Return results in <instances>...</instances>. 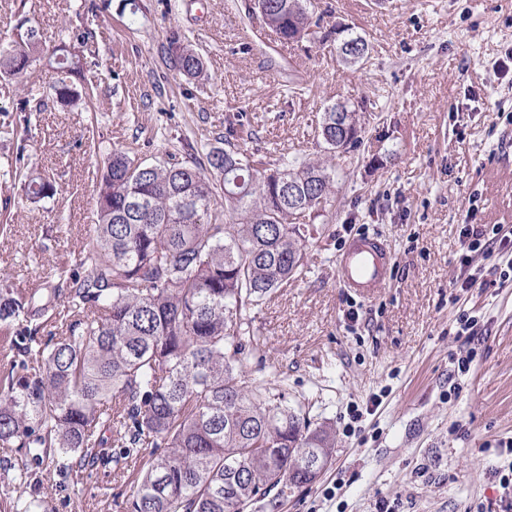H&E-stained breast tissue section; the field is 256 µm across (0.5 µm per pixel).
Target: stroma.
<instances>
[{
    "label": "stroma",
    "instance_id": "1",
    "mask_svg": "<svg viewBox=\"0 0 512 512\" xmlns=\"http://www.w3.org/2000/svg\"><path fill=\"white\" fill-rule=\"evenodd\" d=\"M329 2L324 29L365 36L362 62L281 43L247 0H0V42L33 27L46 54L0 78V123L14 129L0 136V289L25 296L46 287L50 269L75 268L112 150L180 160L233 121L253 131L246 152L314 160L325 109L354 105L366 134L361 151L335 159L336 211L315 222L305 275L249 311L261 344L244 353L248 370L329 428L336 448L315 483L247 512H377L381 502L391 512H487L512 464L500 448L512 438V281L469 292L477 335L448 325L459 313L464 220L512 235V70L496 67L512 54V0ZM175 34L202 55L207 80L170 66ZM64 42L80 46L92 104L64 106L49 93L57 75L47 57ZM24 94L41 104L28 118L15 109ZM19 154L28 173L54 177L53 198H23L6 175ZM363 232L382 234L396 258L390 284L370 298L336 276L337 255ZM468 349L477 359L462 374L452 357ZM149 454L75 472L28 456L24 482L2 465L0 512L32 497L45 512H125Z\"/></svg>",
    "mask_w": 512,
    "mask_h": 512
}]
</instances>
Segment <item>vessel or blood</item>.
I'll list each match as a JSON object with an SVG mask.
<instances>
[{"mask_svg": "<svg viewBox=\"0 0 512 512\" xmlns=\"http://www.w3.org/2000/svg\"><path fill=\"white\" fill-rule=\"evenodd\" d=\"M337 275L344 288L370 296L386 286L393 268V256L376 235L351 239L336 259Z\"/></svg>", "mask_w": 512, "mask_h": 512, "instance_id": "b4317fda", "label": "vessel or blood"}]
</instances>
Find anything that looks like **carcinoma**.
I'll list each match as a JSON object with an SVG mask.
<instances>
[{
  "label": "carcinoma",
  "mask_w": 512,
  "mask_h": 512,
  "mask_svg": "<svg viewBox=\"0 0 512 512\" xmlns=\"http://www.w3.org/2000/svg\"><path fill=\"white\" fill-rule=\"evenodd\" d=\"M284 43L325 45L315 0H256ZM40 53L36 34L0 45V73L17 75ZM174 67L205 75L202 56L180 36ZM53 69L81 75L80 57L59 48ZM56 102L79 98L74 82L49 85ZM338 101L319 127L324 152L359 150L362 125L336 126ZM25 196L55 193L47 177L25 176ZM336 203V172L322 161L212 146L176 163L149 164L114 150L103 162L95 234L80 270L60 268L45 303L0 292V325L11 334L0 380V447L39 456L56 449L71 471L100 449L115 463L153 449L133 482L127 512H244L249 504L314 483L312 462L331 461L335 439L243 366L257 342L247 312L304 272L314 221ZM61 309L51 344L15 326L22 311Z\"/></svg>",
  "instance_id": "cac0c4a2"
}]
</instances>
